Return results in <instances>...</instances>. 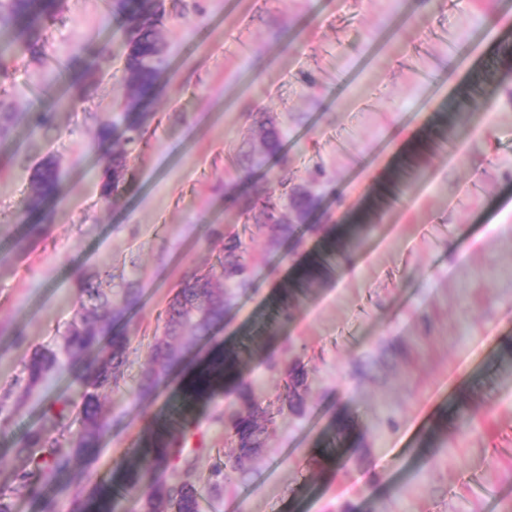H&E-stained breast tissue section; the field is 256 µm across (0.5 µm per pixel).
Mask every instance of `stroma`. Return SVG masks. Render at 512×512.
<instances>
[{
	"label": "stroma",
	"mask_w": 512,
	"mask_h": 512,
	"mask_svg": "<svg viewBox=\"0 0 512 512\" xmlns=\"http://www.w3.org/2000/svg\"><path fill=\"white\" fill-rule=\"evenodd\" d=\"M107 3L65 0L43 31L51 58L99 56L96 77L70 91L101 122L123 94L125 47ZM186 3L162 31L147 145L119 198L102 202L107 149L71 111H58L49 132L17 127L4 147L14 159L0 172V389L35 348L59 343L76 308L74 268L108 265L137 275L142 298L112 323L132 352L118 389L101 399L108 426L96 458L78 466L88 512L122 490L123 463L141 460L167 424L187 368L227 343L274 416L248 480L205 497L202 512H512V0ZM11 83L21 111L41 110L43 65L23 61ZM269 122L282 141L273 156L260 152ZM408 139L424 171L399 186L406 157L392 145ZM47 155L61 165V198L34 237L19 216ZM278 187L315 204L273 248L246 231V208ZM370 215L374 229L353 239L349 262L254 349L280 284L321 249L320 229ZM234 233L255 257L251 288L139 398L167 303ZM95 357L49 376L20 409H0V487L12 483L25 434L52 428L50 404L79 401L72 379ZM295 363L310 388L302 413L281 415L283 372ZM231 405L220 387L197 404L185 444L193 480L231 452L221 422ZM341 410L361 445L329 472L313 458ZM420 430L425 458L410 453Z\"/></svg>",
	"instance_id": "1"
}]
</instances>
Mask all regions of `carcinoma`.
<instances>
[{"mask_svg": "<svg viewBox=\"0 0 512 512\" xmlns=\"http://www.w3.org/2000/svg\"><path fill=\"white\" fill-rule=\"evenodd\" d=\"M181 0H110L113 15L125 18L136 26V37L126 40L123 101L136 106V111L125 114L123 121L99 122L91 112L83 113V121L96 125L99 143L112 144V154L100 172V195L112 201L127 185L130 159L143 143V113L141 109L152 97L158 79L159 63L165 53L162 41L164 23L180 7ZM63 0H0V81L10 78L19 60L46 58L41 30L45 23L55 19ZM98 68L95 59L77 54L64 62H56L49 70V79L56 75L75 73L86 79ZM76 98L63 89L50 107L40 112L0 111V145L11 136L15 126L25 124L32 129L49 131L55 111L64 106L76 108ZM61 171L52 156L44 157L34 168L31 192L24 216L43 214L46 204L59 198ZM308 201L298 197L287 204L271 191L257 199L252 206L257 227L268 229L271 240L293 235L297 225L288 223V207L304 216ZM344 240L330 242L313 254L302 271L283 289L279 298V316L283 322L290 318V309L317 281L325 278L346 257ZM114 275L104 268L94 275L78 279L77 307L58 350H35L24 367L25 377L18 379L5 391L4 398L22 406L31 391L49 374L60 372L65 361L91 350L102 336H110L109 356L89 373L74 378L81 393V409L73 414L70 401L57 399L50 407L56 422V433L41 428L31 430L16 449L22 459L11 486L0 490V512H13L14 498L40 497L42 487L71 470L78 456L89 457L98 447L106 425L100 408V395L117 386L123 376L129 350V338L112 335V280ZM252 262L246 247L236 235L224 242V252L215 264L200 275L188 279L170 301L166 322L161 335L155 337L146 368L138 382V393L149 396L156 392L157 384L169 368L180 362L184 342L189 337L206 336L223 319L235 291L251 287ZM241 355L236 349L209 372L204 373L190 394L184 398L177 424L161 430L151 437L144 449L146 461L129 464L125 471L126 484L139 492L141 512H201L203 492L218 493L232 476H244L251 462L264 447L267 423L266 408L258 403L251 387L238 378ZM287 380L279 396V412L297 413L309 388L308 373L295 363L286 371ZM224 384L225 392L233 396V408L224 416L234 452L222 466L211 472L207 489H202L188 478H173L178 469L190 472L192 462L184 454L187 434L194 427L189 403L216 384ZM78 427H73V424ZM359 447L355 438V422L347 414L336 416L331 440L319 450L316 463L326 468L339 461L338 452L345 446Z\"/></svg>", "mask_w": 512, "mask_h": 512, "instance_id": "carcinoma-1", "label": "carcinoma"}]
</instances>
